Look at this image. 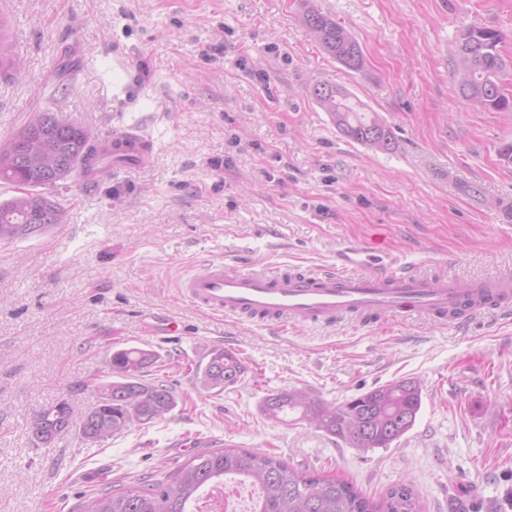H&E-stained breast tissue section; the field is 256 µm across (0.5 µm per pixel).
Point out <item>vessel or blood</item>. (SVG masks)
Masks as SVG:
<instances>
[{
  "label": "vessel or blood",
  "mask_w": 512,
  "mask_h": 512,
  "mask_svg": "<svg viewBox=\"0 0 512 512\" xmlns=\"http://www.w3.org/2000/svg\"><path fill=\"white\" fill-rule=\"evenodd\" d=\"M112 160L134 165L152 153L151 141L133 129L108 136ZM183 295L198 308L249 319L278 330L302 323H328L339 318L398 316L410 312L460 326L484 315L512 310V276L477 278L460 286L415 263L379 260L366 249L343 245L336 264L318 270H243L237 265L204 263L183 283Z\"/></svg>",
  "instance_id": "b4317fda"
}]
</instances>
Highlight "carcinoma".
<instances>
[{"mask_svg":"<svg viewBox=\"0 0 512 512\" xmlns=\"http://www.w3.org/2000/svg\"><path fill=\"white\" fill-rule=\"evenodd\" d=\"M305 24L323 50L346 68L357 71L364 64L359 42L338 21L310 9ZM10 24L0 15V78L17 73L15 45ZM500 34L472 27L457 46L454 73L462 97L475 107L512 112V92L506 89L507 64L498 45ZM347 139L369 148L391 152L396 142L386 120L347 90L317 84L310 90ZM97 156L92 137L80 124L58 112H41L7 141L0 142V184L11 185L17 195L0 201V241L30 235L62 222L60 204L42 192L74 173L92 166ZM159 360L149 350L130 347L112 353L104 380L96 383L97 403L86 412L78 433H98L106 441L134 424L165 419L177 405L174 391L145 379ZM246 366L234 353L213 349L209 360L195 368L201 387L224 390L244 378ZM32 424V435L49 444L73 427L74 407L58 402ZM422 408V389L409 379L394 381L340 404L325 403L302 390L267 395L263 411L274 421H306L325 434L363 452L389 448L409 432ZM226 477L260 486L263 491L254 512H425L413 488L405 483L390 487L374 501L352 484L299 470L275 456L245 448H219L195 454L163 480L126 488L106 487L89 501L86 512H193L199 491Z\"/></svg>","mask_w":512,"mask_h":512,"instance_id":"1","label":"carcinoma"}]
</instances>
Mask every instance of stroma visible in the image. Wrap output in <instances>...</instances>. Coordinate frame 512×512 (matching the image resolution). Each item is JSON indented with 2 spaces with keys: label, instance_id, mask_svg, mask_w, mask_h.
I'll return each mask as SVG.
<instances>
[{
  "label": "stroma",
  "instance_id": "35a3bbf8",
  "mask_svg": "<svg viewBox=\"0 0 512 512\" xmlns=\"http://www.w3.org/2000/svg\"><path fill=\"white\" fill-rule=\"evenodd\" d=\"M309 3L356 38L360 70L313 40ZM0 13L21 69L0 80V140L51 110L98 140L132 127L153 143L147 164L58 182L62 222L0 242V512H84L103 488L224 446L375 499L406 481L426 512H512V316L276 334L180 291L203 262L327 267L342 242H384L461 284L512 273V112L468 104L453 72L469 27L497 30L512 67V0H0ZM317 83L380 113L395 150L342 136ZM132 346L160 357L146 379L176 393L165 419L96 444L35 441V415L61 400L87 412L113 350ZM214 348L247 366L221 392L191 371ZM403 378L422 388L416 423L367 453L262 410L281 390L336 404Z\"/></svg>",
  "mask_w": 512,
  "mask_h": 512
}]
</instances>
